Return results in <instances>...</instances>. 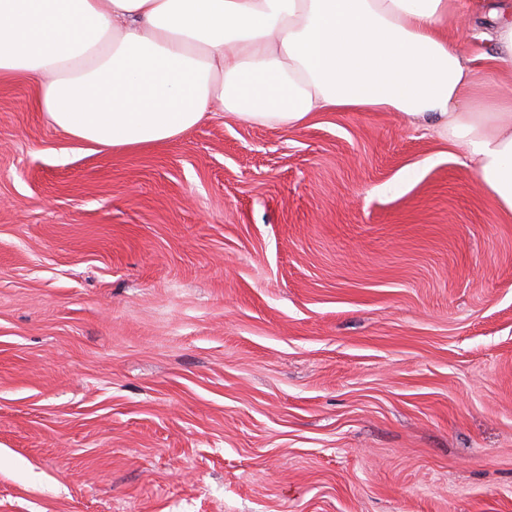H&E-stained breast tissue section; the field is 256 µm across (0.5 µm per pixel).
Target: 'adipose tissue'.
I'll return each instance as SVG.
<instances>
[{"mask_svg": "<svg viewBox=\"0 0 512 512\" xmlns=\"http://www.w3.org/2000/svg\"><path fill=\"white\" fill-rule=\"evenodd\" d=\"M459 0H0V82L92 150L173 139L207 113L299 128L396 112L512 215V94L475 78Z\"/></svg>", "mask_w": 512, "mask_h": 512, "instance_id": "adipose-tissue-1", "label": "adipose tissue"}]
</instances>
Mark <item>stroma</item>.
Masks as SVG:
<instances>
[{
    "mask_svg": "<svg viewBox=\"0 0 512 512\" xmlns=\"http://www.w3.org/2000/svg\"><path fill=\"white\" fill-rule=\"evenodd\" d=\"M0 84V512H512V216L392 112L88 151Z\"/></svg>",
    "mask_w": 512,
    "mask_h": 512,
    "instance_id": "1",
    "label": "stroma"
}]
</instances>
